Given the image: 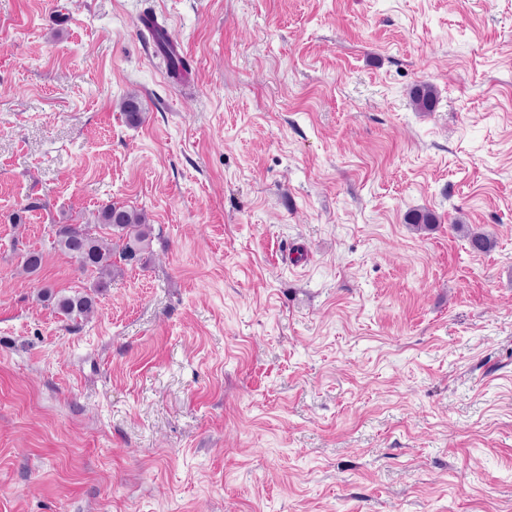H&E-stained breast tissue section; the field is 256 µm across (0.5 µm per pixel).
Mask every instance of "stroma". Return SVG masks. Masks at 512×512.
<instances>
[{
	"instance_id": "obj_1",
	"label": "stroma",
	"mask_w": 512,
	"mask_h": 512,
	"mask_svg": "<svg viewBox=\"0 0 512 512\" xmlns=\"http://www.w3.org/2000/svg\"><path fill=\"white\" fill-rule=\"evenodd\" d=\"M0 512H512V0H0ZM155 41L158 49L166 58L168 71L172 77H178L182 73L188 72V63L182 57H178L173 51L174 48L177 53L181 54L179 45L172 46L166 30L161 25H158L155 30ZM96 221L112 231L109 242L93 236L87 224H61L52 248L70 255L81 270L96 272L97 293L107 288V279L120 270V263L135 259L147 247L152 228L144 211L118 203L103 207ZM94 298L88 293H74L72 295H61L57 298L58 310L66 316L86 315L93 309Z\"/></svg>"
}]
</instances>
